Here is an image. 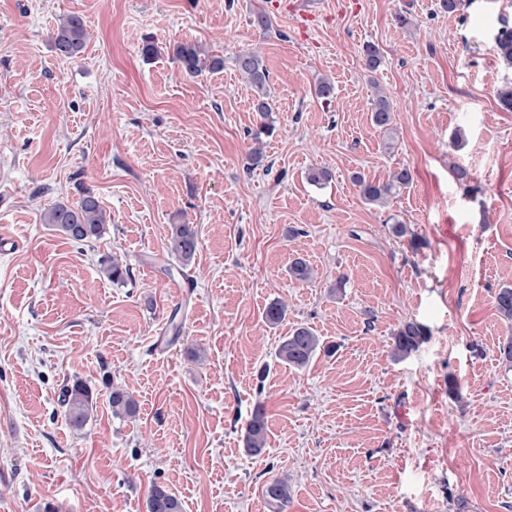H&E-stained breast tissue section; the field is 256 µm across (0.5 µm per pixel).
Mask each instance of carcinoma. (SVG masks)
Masks as SVG:
<instances>
[{"label": "carcinoma", "instance_id": "carcinoma-1", "mask_svg": "<svg viewBox=\"0 0 512 512\" xmlns=\"http://www.w3.org/2000/svg\"><path fill=\"white\" fill-rule=\"evenodd\" d=\"M87 41V30L83 19L73 14L66 18L51 34V44L56 53L68 59L77 58L83 52ZM495 49L503 63L512 68V26L505 22L495 37ZM173 56L182 71L198 75L204 71L224 69V60L205 55L193 43H181L174 47ZM237 68L254 92L253 107L263 117L272 112L269 102L268 71L263 60L253 51L242 52L236 57ZM373 125L387 133L393 122V109L389 98L379 93L371 103ZM412 181L409 169L402 168L386 181H369L357 175L354 182L363 199L375 205L384 203L399 193ZM43 223L49 224L66 238L76 243H90L103 237L110 217L99 201L92 195L84 196L79 202L57 204L43 213ZM198 234L192 224H173L168 236V253L179 263L188 265L198 249ZM101 272L113 283L121 284L130 278V268L115 256H104L100 260ZM496 307L502 319L512 329V288L498 290ZM425 338L424 327L412 321L403 323L392 335V355L400 360L415 351ZM320 348V339L314 331L305 326L293 329L283 337L276 356L290 368L306 367ZM61 403L69 426L82 430L93 413L94 402L91 388L81 380H75L62 392ZM108 403L112 415L117 418H133L138 414V403L132 394L114 387L109 391ZM268 424L265 410L257 405L244 429V442L248 452L259 455L266 447ZM264 496L270 506L280 508L288 503V482L274 479L264 487ZM148 512H182L178 498L163 486L155 485L147 500Z\"/></svg>", "mask_w": 512, "mask_h": 512}]
</instances>
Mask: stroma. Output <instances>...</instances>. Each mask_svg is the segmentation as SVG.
Listing matches in <instances>:
<instances>
[{
  "mask_svg": "<svg viewBox=\"0 0 512 512\" xmlns=\"http://www.w3.org/2000/svg\"><path fill=\"white\" fill-rule=\"evenodd\" d=\"M289 2L0 0V512H147L155 484L183 512H275L263 488L281 476L282 512H512V331L495 303L512 287V112L496 96L512 68L495 51L512 0H313L307 23ZM72 13L90 39L67 60L51 34ZM179 42L223 70L183 73ZM244 50L271 88L256 165ZM378 88L388 136L371 122ZM312 167L331 171L325 187ZM403 167L412 183L383 206L352 181ZM87 194L111 217L99 241L43 223ZM184 222L199 238L186 267L166 250ZM112 253L126 284L99 270ZM297 257L313 280L289 277ZM408 321L425 339L393 359ZM301 325L322 346L299 371L276 352ZM76 379L96 399L80 431L60 403ZM115 386L136 418L113 417ZM244 442L248 452L259 455L266 447L268 439V424L265 410L257 405L244 429Z\"/></svg>",
  "mask_w": 512,
  "mask_h": 512,
  "instance_id": "stroma-1",
  "label": "stroma"
}]
</instances>
